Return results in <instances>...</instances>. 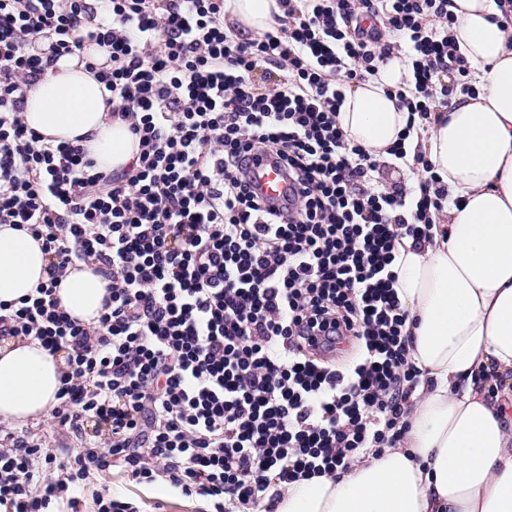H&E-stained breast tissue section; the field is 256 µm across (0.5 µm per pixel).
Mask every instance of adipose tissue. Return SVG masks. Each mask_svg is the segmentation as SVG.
Masks as SVG:
<instances>
[{
    "label": "adipose tissue",
    "instance_id": "ef3b65f1",
    "mask_svg": "<svg viewBox=\"0 0 512 512\" xmlns=\"http://www.w3.org/2000/svg\"><path fill=\"white\" fill-rule=\"evenodd\" d=\"M277 0H225L228 18L260 36ZM451 33L476 93L408 127L388 91L402 58L352 87L337 121L347 140L379 158L399 136L423 152L448 189L430 239L403 238L395 288L409 314L410 360L428 381L413 397L396 447L366 455L335 477L289 485L274 512H512V26L496 0H449ZM29 128L58 144L84 138L100 171L132 162L138 140L111 120L102 86L80 55L61 57L27 93ZM50 256L26 231L0 224V304L48 281ZM108 282L94 265L69 269L56 289L61 310L97 322ZM66 363L34 337L0 347V420L37 422L57 405Z\"/></svg>",
    "mask_w": 512,
    "mask_h": 512
}]
</instances>
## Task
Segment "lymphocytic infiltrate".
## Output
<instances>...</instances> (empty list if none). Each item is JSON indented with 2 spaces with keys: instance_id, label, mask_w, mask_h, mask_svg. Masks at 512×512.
Listing matches in <instances>:
<instances>
[{
  "instance_id": "lymphocytic-infiltrate-1",
  "label": "lymphocytic infiltrate",
  "mask_w": 512,
  "mask_h": 512,
  "mask_svg": "<svg viewBox=\"0 0 512 512\" xmlns=\"http://www.w3.org/2000/svg\"><path fill=\"white\" fill-rule=\"evenodd\" d=\"M274 27L242 37L224 0H0V224L41 240L48 282L0 305V341L66 355L53 419L62 453L0 426V512H80L90 475L123 468L212 512H271L288 484L332 477L395 447L422 373L394 288L395 247L429 238L448 191L405 142L417 187L337 123L345 92L390 59L410 123L473 94L448 0H278ZM85 68L139 139L122 172L79 142L44 143L25 99L59 58ZM297 196L265 203L255 157ZM94 263L109 281L96 325L55 288ZM342 343L350 365L329 361Z\"/></svg>"
}]
</instances>
